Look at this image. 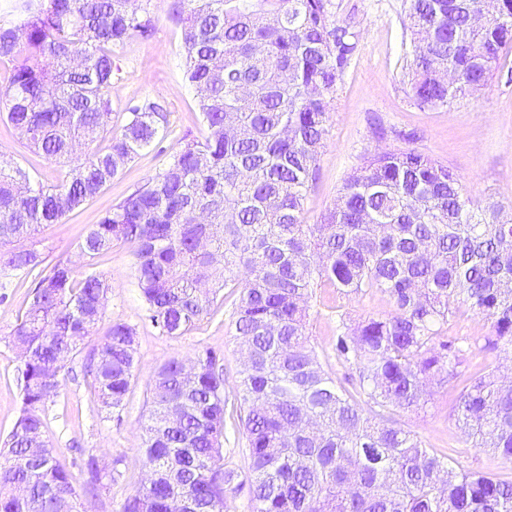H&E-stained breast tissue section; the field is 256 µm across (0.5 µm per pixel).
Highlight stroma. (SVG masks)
I'll use <instances>...</instances> for the list:
<instances>
[{"label":"stroma","instance_id":"1","mask_svg":"<svg viewBox=\"0 0 512 512\" xmlns=\"http://www.w3.org/2000/svg\"><path fill=\"white\" fill-rule=\"evenodd\" d=\"M172 0H146L153 20L150 37L134 36L119 51L121 73L111 90L112 114L105 132L91 150L105 148L111 135L120 134L129 105L146 99L160 102L169 121L167 133L142 150L96 197L68 213L60 223L41 232L48 263H71L78 270L103 272L111 295L107 321L120 320L135 327V377L123 404L105 412L90 390L85 373L86 354L104 341L103 333L84 339L82 352L70 361L57 397L46 405V432L57 448L61 464L72 466L93 455L112 465L107 490L82 495L83 507L98 506L120 512L124 500L144 484L146 468L142 450L144 428L151 414L149 383L168 359H197L213 349L224 356V393L236 402L244 355L234 335L232 321L238 295L225 296L219 313L182 336L159 331L146 316L135 284V248L113 245L108 253L91 258L80 251L84 237L100 219L138 186L158 174L184 140L204 139L207 129L198 108V96L186 82L180 62L181 24L171 14ZM338 20L351 24L358 50L337 86L325 146L318 161L317 179L307 192L304 221L319 223L333 207L345 179L374 155L414 150L457 172L465 194L487 204H505L504 218H512V53L503 57L489 85L473 97L430 110L415 106L404 76L410 62V33L405 24L403 0H332ZM0 157L17 162L43 183L66 178L70 166L30 152L20 134L0 121ZM31 278L14 277L0 288V441L12 430L20 406L17 385L21 364L18 352L4 338L15 325L31 295ZM393 310L386 295L371 292L345 297L317 292L309 311V332L322 363L338 382L356 377L355 366L339 363L334 345L339 323L351 324L369 317H384ZM491 331L479 316L458 312L448 321L450 336L467 339L471 365L500 367L512 372V356L483 348ZM454 384L435 389L429 403L418 411H397L398 427L418 436L431 451L448 456L455 466L510 480L512 461L474 448L453 415Z\"/></svg>","mask_w":512,"mask_h":512}]
</instances>
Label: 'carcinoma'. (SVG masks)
Masks as SVG:
<instances>
[{"label":"carcinoma","mask_w":512,"mask_h":512,"mask_svg":"<svg viewBox=\"0 0 512 512\" xmlns=\"http://www.w3.org/2000/svg\"><path fill=\"white\" fill-rule=\"evenodd\" d=\"M412 60L409 95L425 109L450 106L488 86L512 50V0L481 29L485 0H405ZM17 24H0V62L12 64L0 116L30 151L72 163L45 185L0 159V288L14 275L34 289L8 342L21 347V409L0 448V512H76L79 491L45 436L46 402L67 362L106 315L109 283L66 262L44 271L41 228L94 198L120 168L164 132L150 100L127 108L120 135L84 159L75 147L106 125L120 74L114 56L148 36L139 0H15ZM182 62L200 94L208 134L173 154L162 172L94 225L81 250L135 245L136 281L149 320L182 336L239 292L235 333L246 347L239 421L250 476L224 462V365L208 349L192 379L181 360L152 377L145 428L150 479L121 512H226L248 489L250 512H512V479L456 470L396 426L434 387L458 381L453 411L474 447L512 460V381L495 368L468 371L467 348L445 336L465 308L491 322L483 348L512 352V224L500 203L484 207L460 177L416 151L379 154L345 179L319 224L303 222L332 102L358 49L332 0H174ZM453 67V88L435 82ZM242 83L252 85L247 97ZM319 288L345 296L381 291L393 312L342 325L336 359L356 366L348 390L319 362L307 334ZM136 329L114 321L93 350L91 389L101 408L122 406L135 371ZM83 488L111 477L82 459Z\"/></svg>","instance_id":"1"}]
</instances>
